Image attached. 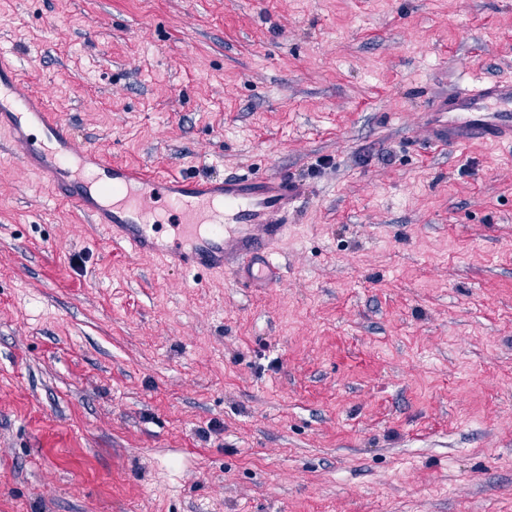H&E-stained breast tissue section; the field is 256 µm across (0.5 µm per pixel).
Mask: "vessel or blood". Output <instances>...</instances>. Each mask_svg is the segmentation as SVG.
<instances>
[{"label":"vessel or blood","instance_id":"vessel-or-blood-1","mask_svg":"<svg viewBox=\"0 0 512 512\" xmlns=\"http://www.w3.org/2000/svg\"><path fill=\"white\" fill-rule=\"evenodd\" d=\"M434 145H512V81L461 86L426 114ZM0 132L58 200L91 216L113 242L187 272H232L272 286L288 220L310 187L288 174L174 175L115 163L80 141L45 97L0 59Z\"/></svg>","mask_w":512,"mask_h":512}]
</instances>
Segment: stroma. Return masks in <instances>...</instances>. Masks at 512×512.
Returning <instances> with one entry per match:
<instances>
[{"mask_svg":"<svg viewBox=\"0 0 512 512\" xmlns=\"http://www.w3.org/2000/svg\"><path fill=\"white\" fill-rule=\"evenodd\" d=\"M112 160L312 185L274 287L104 236L0 134V512H512V0H0ZM512 81L461 86L433 102L426 113L429 139L436 146L474 141L512 145Z\"/></svg>","mask_w":512,"mask_h":512,"instance_id":"obj_1","label":"stroma"}]
</instances>
